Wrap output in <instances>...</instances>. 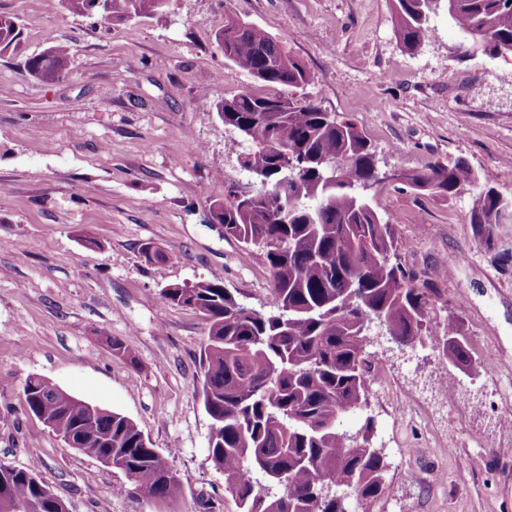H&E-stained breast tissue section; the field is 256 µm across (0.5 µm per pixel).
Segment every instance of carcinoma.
Here are the masks:
<instances>
[{
    "instance_id": "1",
    "label": "carcinoma",
    "mask_w": 512,
    "mask_h": 512,
    "mask_svg": "<svg viewBox=\"0 0 512 512\" xmlns=\"http://www.w3.org/2000/svg\"><path fill=\"white\" fill-rule=\"evenodd\" d=\"M72 14L103 21L151 19L171 0H63ZM397 35L409 51L432 35L431 16L444 6L468 41L490 57L512 52V0H393ZM230 65L269 92L244 90L214 104L234 134L230 149L251 176L229 185L211 216L243 252H263L270 310L249 309L220 282L168 284L162 298L203 314L208 322L201 397L212 420L209 455L224 473L238 512H344L320 489L328 481L370 502L385 491L384 457L370 431L344 438L340 423L367 403L364 367L372 319L411 346L429 336L427 307L435 289L400 261L404 241L364 189L386 181L356 123L325 111L303 93L305 65L287 44L228 11L214 35ZM22 28L0 14V56L17 50ZM72 47L48 41L26 60L43 83L69 71ZM397 183L442 200L472 193L470 223L486 248L512 224V199L487 172L466 161L436 162L399 172ZM440 354L471 372L467 336L448 324L432 341ZM27 410L62 440L89 437V455L112 458L133 488L164 509L184 500L167 460L128 417L76 397L33 375L23 388ZM262 475L276 492L261 488ZM0 512H68L39 479L35 465L0 463Z\"/></svg>"
}]
</instances>
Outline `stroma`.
<instances>
[{
    "mask_svg": "<svg viewBox=\"0 0 512 512\" xmlns=\"http://www.w3.org/2000/svg\"><path fill=\"white\" fill-rule=\"evenodd\" d=\"M286 41L311 74L308 95L352 118L386 172L463 159L512 198V55L459 57L446 11L415 53L395 31L391 0H172L148 21H101L62 0H0L23 31L0 57V462L36 465L69 512H153L122 493L127 476L68 448L23 403L37 375L133 420L185 491L178 512H237L209 456L199 390L208 325L162 298L170 283H224L269 310L262 256L209 221L213 199L248 174L212 105L258 84L214 43L227 11ZM73 45L68 75L46 84L26 68L47 36ZM384 218L415 271L437 279L431 332L456 321L485 370L462 372L430 342L404 349L369 331L366 406L343 430H370L384 455V494L349 512H512V269L474 238L471 196L443 201L386 184ZM96 241L86 246L81 232ZM163 249L147 262L145 244ZM127 340L131 358L106 340Z\"/></svg>",
    "mask_w": 512,
    "mask_h": 512,
    "instance_id": "obj_1",
    "label": "stroma"
}]
</instances>
